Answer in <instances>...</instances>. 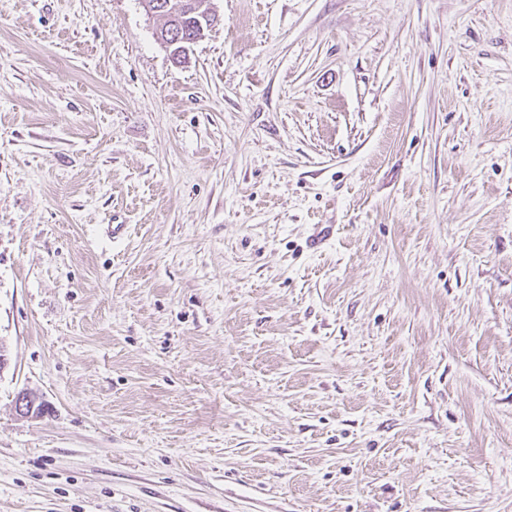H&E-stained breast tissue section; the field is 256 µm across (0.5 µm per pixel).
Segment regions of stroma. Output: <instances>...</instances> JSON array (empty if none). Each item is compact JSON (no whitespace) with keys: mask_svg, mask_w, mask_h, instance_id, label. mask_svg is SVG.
<instances>
[{"mask_svg":"<svg viewBox=\"0 0 512 512\" xmlns=\"http://www.w3.org/2000/svg\"><path fill=\"white\" fill-rule=\"evenodd\" d=\"M213 6L0 0V512H512V0ZM181 0H139L143 10L147 15L151 16H159L164 18L165 22L163 26L156 32L157 40L163 44V41H171L172 37L170 36V33L175 30H181L184 34L188 33V36L191 34L198 39H202L206 32L209 31L208 29H204V25L208 26L211 23V15L212 12H209L207 10V7H210L208 4L211 1L207 0H183L182 3L177 4ZM202 1V2H200ZM162 2V3H160ZM168 2L171 4V6L167 7ZM174 6V10H179L181 8H192L193 12L198 14V25L201 28L197 27V21L194 15H172L170 11Z\"/></svg>","mask_w":512,"mask_h":512,"instance_id":"35a3bbf8","label":"stroma"}]
</instances>
